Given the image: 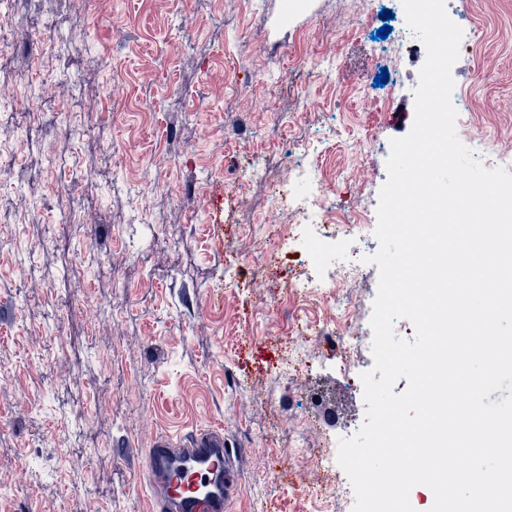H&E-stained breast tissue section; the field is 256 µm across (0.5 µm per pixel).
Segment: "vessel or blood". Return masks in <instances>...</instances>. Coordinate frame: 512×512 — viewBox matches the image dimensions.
Masks as SVG:
<instances>
[{"label": "vessel or blood", "mask_w": 512, "mask_h": 512, "mask_svg": "<svg viewBox=\"0 0 512 512\" xmlns=\"http://www.w3.org/2000/svg\"><path fill=\"white\" fill-rule=\"evenodd\" d=\"M150 477V512H226L239 492V469L222 433L158 439L142 461Z\"/></svg>", "instance_id": "vessel-or-blood-1"}]
</instances>
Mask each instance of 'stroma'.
Returning <instances> with one entry per match:
<instances>
[{
	"mask_svg": "<svg viewBox=\"0 0 512 512\" xmlns=\"http://www.w3.org/2000/svg\"><path fill=\"white\" fill-rule=\"evenodd\" d=\"M353 0H13L0 34L60 37V49L0 58V512H149L150 481L123 457L165 434L214 429L240 456V491L229 512H313L312 491L329 484L314 452L365 421L370 348L322 351L311 321L291 308L309 359L299 380L277 377L286 322L272 307L286 281L309 271L301 250H282L273 274L254 276L243 225L265 215V190L243 168L258 155L284 159L270 121L276 104L256 98L270 47L293 92L317 98L318 127L292 136L317 142L334 196L371 182L359 207L375 214L387 179L389 141L410 123L425 57L392 52L411 30L401 0H375L369 20L391 32L374 45L355 36L325 43L337 69L328 83L300 71L310 45L298 31L346 26ZM460 27L480 45L452 68V102L501 135L512 153V0H462ZM481 68L487 83L473 80ZM388 81L376 86L380 70ZM43 112L68 115L44 127L40 148L24 108L35 77ZM254 132L229 142L236 113ZM379 127L363 160L348 140L365 118ZM75 166L58 182L51 154ZM81 222L60 224L66 197ZM102 260L66 277L86 245ZM243 282L225 288L224 272ZM304 436L309 452L292 456Z\"/></svg>",
	"mask_w": 512,
	"mask_h": 512,
	"instance_id": "35a3bbf8",
	"label": "stroma"
}]
</instances>
